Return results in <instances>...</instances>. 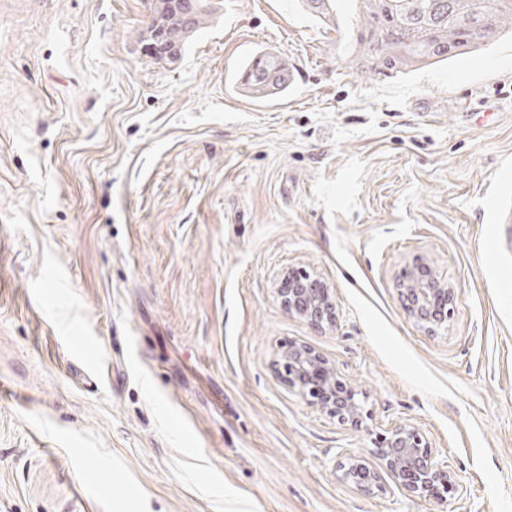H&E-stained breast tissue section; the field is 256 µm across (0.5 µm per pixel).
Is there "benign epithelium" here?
<instances>
[{
	"label": "benign epithelium",
	"mask_w": 512,
	"mask_h": 512,
	"mask_svg": "<svg viewBox=\"0 0 512 512\" xmlns=\"http://www.w3.org/2000/svg\"><path fill=\"white\" fill-rule=\"evenodd\" d=\"M427 259L416 256L397 281L396 291L405 314L425 332L438 335L448 328L456 291L451 283L431 278ZM277 294L289 313L316 325L336 322L332 289L318 277L303 270L282 274ZM276 364L284 370L283 381L329 417L353 429H368L371 412L358 393L338 376L335 366L321 352L303 343L292 342L276 353ZM374 454L383 471L368 465L361 457L343 452L335 463L339 480L352 489L374 495L386 490L384 476L395 487L414 498L443 502L456 491L448 461L435 453L424 434L415 426L395 424L379 436Z\"/></svg>",
	"instance_id": "1"
}]
</instances>
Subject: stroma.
<instances>
[{
	"instance_id": "obj_1",
	"label": "stroma",
	"mask_w": 512,
	"mask_h": 512,
	"mask_svg": "<svg viewBox=\"0 0 512 512\" xmlns=\"http://www.w3.org/2000/svg\"><path fill=\"white\" fill-rule=\"evenodd\" d=\"M152 0H0V512H512V39L391 78L301 0H221L177 64ZM293 74L259 104V51ZM426 255L448 331L395 283ZM321 277L323 329L280 274ZM291 342L363 391L369 430L276 375ZM411 423L446 503L336 476ZM277 294L290 314L316 326L336 323L332 289L318 277L303 270L288 269L280 279Z\"/></svg>"
}]
</instances>
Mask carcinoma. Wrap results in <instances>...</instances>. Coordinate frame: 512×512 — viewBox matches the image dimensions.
<instances>
[{"mask_svg":"<svg viewBox=\"0 0 512 512\" xmlns=\"http://www.w3.org/2000/svg\"><path fill=\"white\" fill-rule=\"evenodd\" d=\"M494 15L482 23L486 2ZM357 22L348 34V53L355 65L375 76L407 74L449 62L476 49L494 45L503 33L512 34V0H355ZM312 16L324 23L334 21L335 0H305ZM216 6L199 0L186 18L173 0H156L152 22L164 43L183 49L205 28ZM240 86L254 99L288 92L292 74L274 53L241 66Z\"/></svg>","mask_w":512,"mask_h":512,"instance_id":"cac0c4a2","label":"carcinoma"}]
</instances>
